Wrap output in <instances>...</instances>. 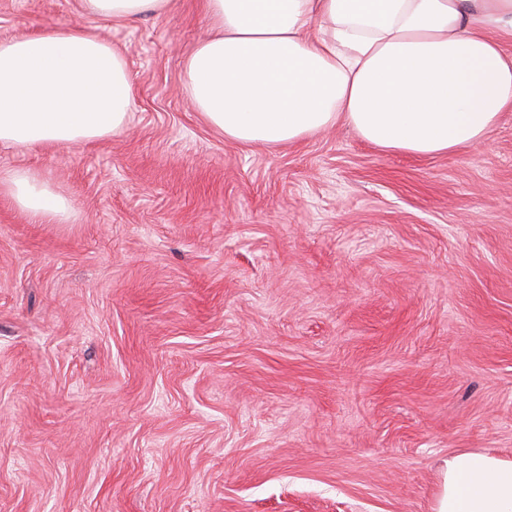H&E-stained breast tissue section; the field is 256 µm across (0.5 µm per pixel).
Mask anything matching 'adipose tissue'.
<instances>
[{
    "instance_id": "1",
    "label": "adipose tissue",
    "mask_w": 512,
    "mask_h": 512,
    "mask_svg": "<svg viewBox=\"0 0 512 512\" xmlns=\"http://www.w3.org/2000/svg\"><path fill=\"white\" fill-rule=\"evenodd\" d=\"M170 0H81L112 21ZM211 32L187 53L184 90L240 144L293 143L342 122L389 151L436 156L482 143L512 111V0H201ZM125 54L82 26L0 39V143L77 146L127 127ZM0 194L31 223L68 221L70 196L29 169ZM433 512H512V461H446Z\"/></svg>"
}]
</instances>
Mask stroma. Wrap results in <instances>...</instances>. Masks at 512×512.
I'll list each match as a JSON object with an SVG mask.
<instances>
[{
  "label": "stroma",
  "instance_id": "35a3bbf8",
  "mask_svg": "<svg viewBox=\"0 0 512 512\" xmlns=\"http://www.w3.org/2000/svg\"><path fill=\"white\" fill-rule=\"evenodd\" d=\"M73 24L134 102L0 147L75 204L0 195V512H433L452 455L512 460V112L432 157L345 125L244 146L183 88L201 0H0V39ZM87 16L112 21L133 20L147 14H162L170 0H81Z\"/></svg>",
  "mask_w": 512,
  "mask_h": 512
}]
</instances>
